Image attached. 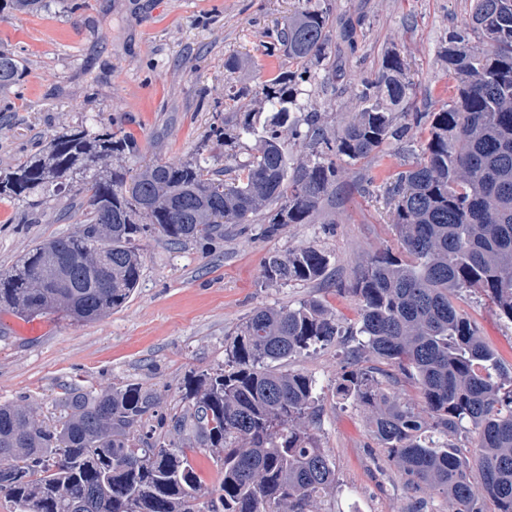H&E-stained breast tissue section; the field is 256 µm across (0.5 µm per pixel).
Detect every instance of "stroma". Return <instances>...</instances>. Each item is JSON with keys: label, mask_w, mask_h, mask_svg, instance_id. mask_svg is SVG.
Returning <instances> with one entry per match:
<instances>
[{"label": "stroma", "mask_w": 512, "mask_h": 512, "mask_svg": "<svg viewBox=\"0 0 512 512\" xmlns=\"http://www.w3.org/2000/svg\"><path fill=\"white\" fill-rule=\"evenodd\" d=\"M335 25L331 49L344 73L335 91L315 92L314 108L338 127L360 109L351 85L374 77L381 61L403 60L414 87L412 111L435 112L455 81L442 53L449 34L470 12L471 0H324ZM305 0H49L41 12L0 11V49L20 55V85L0 93V170L38 153L53 134L88 118L132 132L141 149L130 167L189 161L196 153L211 171L233 168L256 140L223 141L214 128L232 127L238 106L229 86L251 89V108L263 84L292 64L267 51L273 31ZM237 69L225 68L228 59ZM426 125L387 140L372 157L337 160L336 188L310 223L269 236L260 224L229 225L223 238L171 246L140 239L139 286L127 303L97 321L49 314L26 319L0 313V404L33 407L55 421L56 402L69 387L105 389L140 383L155 389L160 410L183 405V384L194 372L224 364V340L263 307L295 308L321 300L341 323L358 305L348 289L361 266L396 248L382 186L414 160ZM80 194L70 188L38 206L0 201V272L15 268L34 245L74 231ZM313 246L330 259L323 280L279 285L266 277L265 259ZM462 310L480 336L512 367V322L500 318L476 291ZM311 375L319 418L310 424L329 454L336 485L311 512H407L413 496L395 462L369 429V409L341 400L336 385L348 368L333 343L289 361Z\"/></svg>", "instance_id": "stroma-1"}]
</instances>
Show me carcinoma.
<instances>
[{"label":"carcinoma","mask_w":512,"mask_h":512,"mask_svg":"<svg viewBox=\"0 0 512 512\" xmlns=\"http://www.w3.org/2000/svg\"><path fill=\"white\" fill-rule=\"evenodd\" d=\"M330 14L319 5L290 17L270 50L297 68L262 88L267 115L245 110L234 132L259 136L226 182L207 159L157 163L128 175L115 155L135 156L121 127L82 125L60 132L36 155L0 174V199L81 186L76 229L35 243L15 269L0 273V312L97 320L121 307L140 279L137 241L156 232L180 245L224 235L226 224L264 232L305 224L336 187V159L359 161L407 128L412 84L396 55L356 85L361 109L341 129L307 110L305 86L328 89L336 61ZM443 57L455 94L429 118L421 153L385 187L399 251L360 271L351 293L356 323L341 326L317 299L297 308H260L226 340L224 367L190 375L182 412L158 413V394L140 383L106 390L71 388L49 425L33 410L0 405V494L15 512H309L335 484L334 463L303 426L318 416L311 376L283 365L310 349L361 336L346 350L351 369L337 395L372 409L371 432L415 489L436 488L454 512H512V370L460 309L481 292L512 322V0H473ZM24 60L0 50V92L20 83ZM299 145L292 165L284 140ZM51 260L68 286L44 284ZM329 257L312 246L265 261L267 279L288 285L320 280ZM371 354L392 367L362 366ZM410 381L422 409L401 401ZM473 432V447L461 443ZM224 471L217 494L199 502L203 479L186 449Z\"/></svg>","instance_id":"carcinoma-1"}]
</instances>
